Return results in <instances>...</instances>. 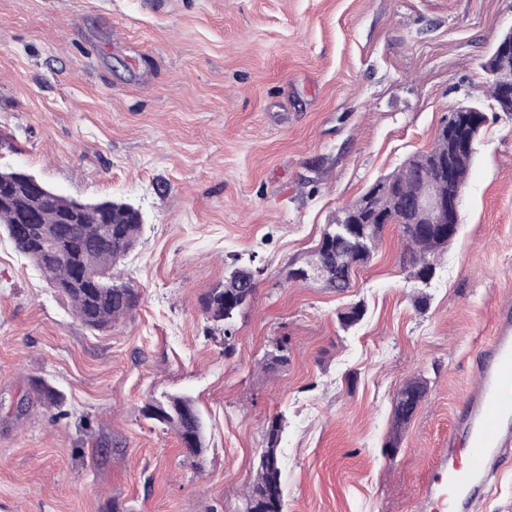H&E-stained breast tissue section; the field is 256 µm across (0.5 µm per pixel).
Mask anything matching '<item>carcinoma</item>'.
<instances>
[{"instance_id": "cac0c4a2", "label": "carcinoma", "mask_w": 512, "mask_h": 512, "mask_svg": "<svg viewBox=\"0 0 512 512\" xmlns=\"http://www.w3.org/2000/svg\"><path fill=\"white\" fill-rule=\"evenodd\" d=\"M483 69L495 74L490 81L489 96L500 104V89L512 86V55L494 51ZM475 151L450 152L448 138L434 133L431 147L406 160L397 171L384 175L377 182L390 183V191L374 199L377 213L367 214L360 208L363 198L353 204V211L338 216L336 223L327 225L322 239L311 258L298 269L321 266L327 269L325 285L338 293L350 287L355 268L367 262L381 241L389 224L400 227L404 244V259L409 275L421 283L434 276L437 259L446 250L448 225L415 224L410 209L415 188L426 181L440 196L448 195V182L439 178L437 162L449 164L456 184L463 188ZM0 229L14 247L30 258L49 285L71 303L75 317L88 329L102 331L113 327L130 315L139 302L138 293L122 281L117 264L136 246L143 232L138 213L126 203L92 202L82 208L73 206V199L59 193L38 195L19 181L18 170H0ZM97 274L86 280L82 273ZM256 282L249 268L234 267L227 271L224 283L211 289L202 299V311L207 320L224 324L225 351L233 349L232 322L254 300ZM364 316L360 303H351L337 314L343 328L357 324ZM290 361V349L281 342L276 351L262 361L266 372L275 373ZM428 390L427 380H408L395 399L392 436L388 445L398 446L400 435L413 416L407 405L419 406ZM42 407L56 418L65 417L63 395L41 380L36 385ZM142 413L170 428L181 440L191 439L188 453L203 452V424L199 411L188 398L172 397L167 402L146 403ZM283 421L274 416L265 424L267 446L259 454L253 480L243 492L244 512H253V505L268 500L269 512H284L282 472L279 443Z\"/></svg>"}]
</instances>
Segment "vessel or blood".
<instances>
[{
  "label": "vessel or blood",
  "mask_w": 512,
  "mask_h": 512,
  "mask_svg": "<svg viewBox=\"0 0 512 512\" xmlns=\"http://www.w3.org/2000/svg\"><path fill=\"white\" fill-rule=\"evenodd\" d=\"M512 456V304L503 303L474 382L422 491L425 512H482Z\"/></svg>",
  "instance_id": "1"
}]
</instances>
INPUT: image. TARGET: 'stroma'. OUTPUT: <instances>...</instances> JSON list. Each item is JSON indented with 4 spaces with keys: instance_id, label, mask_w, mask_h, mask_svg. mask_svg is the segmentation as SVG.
<instances>
[{
    "instance_id": "35a3bbf8",
    "label": "stroma",
    "mask_w": 512,
    "mask_h": 512,
    "mask_svg": "<svg viewBox=\"0 0 512 512\" xmlns=\"http://www.w3.org/2000/svg\"><path fill=\"white\" fill-rule=\"evenodd\" d=\"M511 29L512 0H0V168L145 221L122 263L140 302L104 332L0 234V512H243L275 415L287 512H421L512 299V112L480 67ZM475 103L488 121L426 309L394 224L346 292L289 282L345 205ZM234 264L258 276L228 355L200 298ZM282 339L288 366L263 372ZM170 395L199 408L202 458L142 415ZM427 390V380L422 377H415L408 380L397 393L392 423V436L388 441L390 448H397L402 431L406 428L417 407L424 400ZM409 402H412L414 405L415 410L412 412H409L407 408ZM36 393L38 394L42 407L56 418L65 417L67 410L64 409L65 402L63 395L56 388L48 384L44 379L40 380L36 385Z\"/></svg>"
}]
</instances>
